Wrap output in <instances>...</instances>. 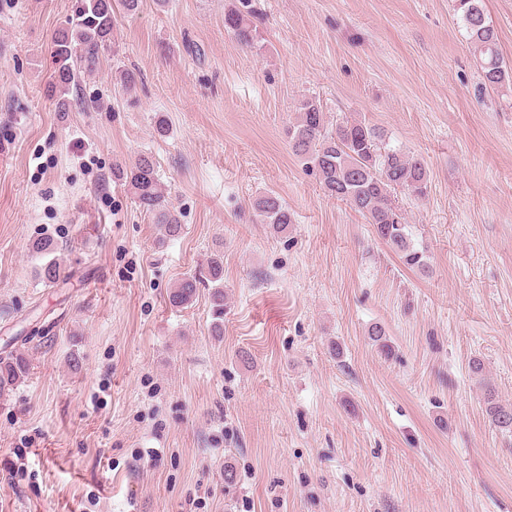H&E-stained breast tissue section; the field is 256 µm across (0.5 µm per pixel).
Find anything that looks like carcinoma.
<instances>
[{"label": "carcinoma", "instance_id": "1", "mask_svg": "<svg viewBox=\"0 0 512 512\" xmlns=\"http://www.w3.org/2000/svg\"><path fill=\"white\" fill-rule=\"evenodd\" d=\"M465 36L478 52L481 77L495 88L512 81V66L499 50V33L483 9V0H454ZM141 0H81L67 26L54 32L49 53L54 64L52 91L58 109L67 112L68 95L80 74L98 70L102 59L112 52V31L121 15L136 13ZM224 27L245 47L255 46L257 32L248 15L239 9L224 14ZM291 149L304 160L307 169L318 176L324 193L345 202L372 224L375 235L398 254L409 268H425L423 252L412 244L398 206L397 193L422 196L428 187V171L417 157L390 147L383 133L362 121H341L328 128L325 113L315 98L299 105V116L288 128ZM124 182L134 202L152 218L162 232V240L181 237L184 225L169 206L160 182L158 162L151 154H141L130 165L114 172ZM252 210L265 224L283 231L294 222V215L272 192L256 196ZM48 284L65 282L60 264L50 260L40 269ZM209 286L212 332L219 336L224 326V261L213 253L206 268L182 278L167 294L173 308L191 304L200 285ZM30 361L26 354L10 351L0 356V395L27 378ZM485 412L491 423L512 432V405L499 400L494 388L484 384Z\"/></svg>", "mask_w": 512, "mask_h": 512}]
</instances>
